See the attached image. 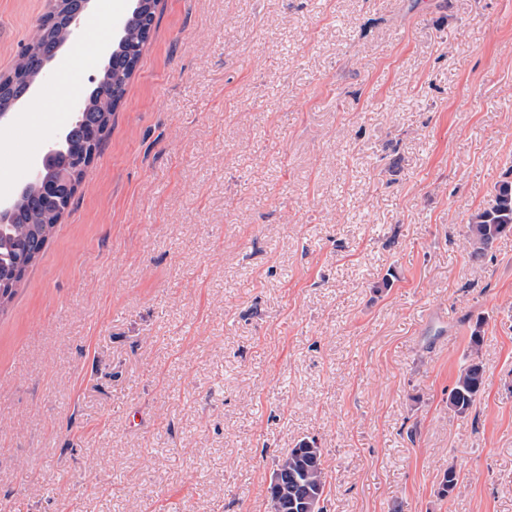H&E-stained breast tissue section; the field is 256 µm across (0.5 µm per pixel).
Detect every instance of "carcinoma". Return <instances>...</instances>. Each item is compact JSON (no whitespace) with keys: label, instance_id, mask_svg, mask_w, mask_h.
<instances>
[{"label":"carcinoma","instance_id":"carcinoma-1","mask_svg":"<svg viewBox=\"0 0 512 512\" xmlns=\"http://www.w3.org/2000/svg\"><path fill=\"white\" fill-rule=\"evenodd\" d=\"M156 0H143L134 6L125 20L123 41L114 45L112 56L98 73L94 85L85 94L87 107L80 119L68 124L69 144L64 148L57 165L68 170L76 165L75 159L100 152L112 125V112L123 98L125 87L137 68L149 32L153 30ZM80 0H65L53 17L42 20L36 38L19 56L13 70L0 77V112H9L26 97L30 82L43 64L67 40L74 19H83ZM74 193L62 189L57 194H46L31 187L17 199L9 224L0 225V276L13 274L18 261L24 256L39 258L45 251L52 231L68 210ZM512 232V185L502 184L494 205L475 216L467 225L466 240L471 257L481 258L501 235ZM482 322H476L470 336V361L461 369L448 396V408L458 414L468 413L484 390L485 370L480 361L483 343ZM275 465L282 468L284 479L298 481L299 492L311 501H324L327 468L323 449L313 439H302L281 454ZM276 512H306L293 497L283 501L280 491L269 487L267 509Z\"/></svg>","mask_w":512,"mask_h":512}]
</instances>
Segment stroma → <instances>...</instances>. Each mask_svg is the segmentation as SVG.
Wrapping results in <instances>:
<instances>
[{
  "label": "stroma",
  "instance_id": "35a3bbf8",
  "mask_svg": "<svg viewBox=\"0 0 512 512\" xmlns=\"http://www.w3.org/2000/svg\"><path fill=\"white\" fill-rule=\"evenodd\" d=\"M53 6L0 0V74ZM96 45L0 131L66 126ZM505 182L512 0H159L0 314V512H266L304 438L325 512H512V233L465 238ZM481 325H475L470 336V361L461 369L448 396V408L458 415L468 413L484 390L485 370L480 361L483 343Z\"/></svg>",
  "mask_w": 512,
  "mask_h": 512
}]
</instances>
